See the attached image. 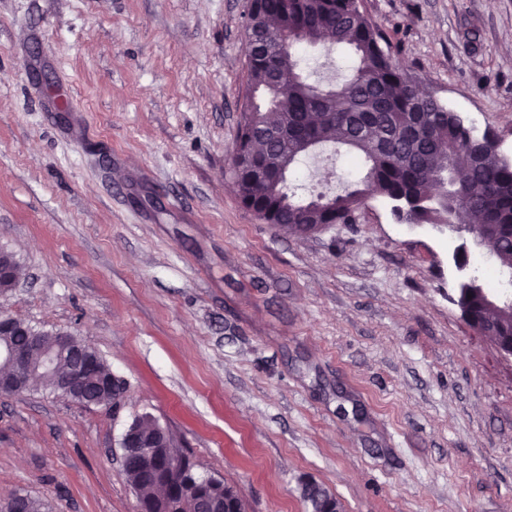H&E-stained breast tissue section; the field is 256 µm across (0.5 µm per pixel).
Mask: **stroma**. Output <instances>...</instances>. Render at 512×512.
<instances>
[{
    "instance_id": "stroma-1",
    "label": "stroma",
    "mask_w": 512,
    "mask_h": 512,
    "mask_svg": "<svg viewBox=\"0 0 512 512\" xmlns=\"http://www.w3.org/2000/svg\"><path fill=\"white\" fill-rule=\"evenodd\" d=\"M249 0H0V309L72 331L128 383L119 413L0 396V497L139 512L118 439L147 411L247 512H512V361L452 301L461 239L386 201L298 236L240 204L228 169ZM401 60L512 150V0H360ZM315 80L353 66L304 47ZM69 84L76 109L59 106ZM364 175L326 146L305 196Z\"/></svg>"
}]
</instances>
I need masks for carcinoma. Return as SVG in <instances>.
I'll return each mask as SVG.
<instances>
[{"label": "carcinoma", "instance_id": "carcinoma-1", "mask_svg": "<svg viewBox=\"0 0 512 512\" xmlns=\"http://www.w3.org/2000/svg\"><path fill=\"white\" fill-rule=\"evenodd\" d=\"M249 29L257 46L247 65L257 103L243 109L242 150L247 165L229 169L241 181L240 203L263 221L278 220L287 233H311L324 224H353L367 196L404 205V224H446L450 211L483 241L500 270H512V162L492 147L486 130L482 151L476 133L453 110L420 86L398 58L386 34L358 0H258ZM329 45L354 57L351 73L333 87L304 74V45ZM345 148L366 173L362 187L304 199L280 173L317 145ZM461 170L448 206L428 201L432 183L448 179V161ZM95 373L86 381L95 395L112 399L99 382L112 368L95 350ZM144 512H199L205 496H224V483L190 490L173 466L167 486L155 493L143 462L123 465Z\"/></svg>", "mask_w": 512, "mask_h": 512}]
</instances>
